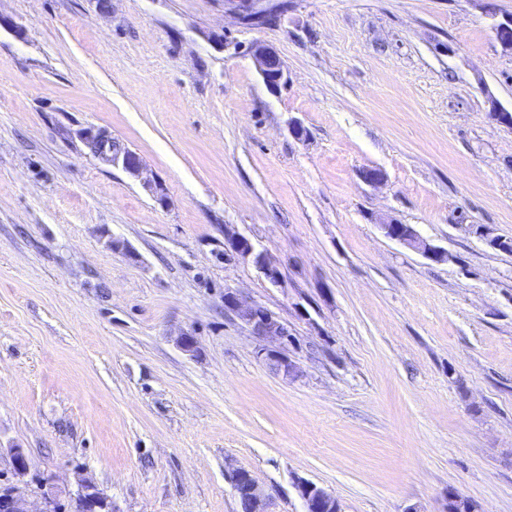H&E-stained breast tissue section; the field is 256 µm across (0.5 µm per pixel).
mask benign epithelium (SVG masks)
Returning <instances> with one entry per match:
<instances>
[{
	"label": "benign epithelium",
	"instance_id": "1",
	"mask_svg": "<svg viewBox=\"0 0 512 512\" xmlns=\"http://www.w3.org/2000/svg\"><path fill=\"white\" fill-rule=\"evenodd\" d=\"M486 13L492 20L493 31H512V16L499 18L496 7L490 2L487 3ZM252 52L258 72L270 89L276 90L287 82L283 62L274 50L257 43L252 47ZM66 133L78 139L87 149L88 155L94 159L120 168L135 179L141 177L142 161L138 154L113 138L107 130L95 126H83L77 129L68 128ZM380 229L385 237L420 253L428 260L442 262L448 259L447 252L430 244L414 229L403 233L398 230V224L394 221L380 225ZM222 247L224 259L232 258L250 264L270 286H282L279 267L247 236L226 228ZM224 311L233 314L258 338L279 342L280 349L265 348L261 352L265 365L271 373L285 379L297 376L296 364L281 351V348L288 345L290 336L288 323L280 320L262 305L242 300L230 289L224 292ZM231 480L236 497L241 501L245 512H268V496L265 489L249 471L236 469L232 472ZM294 487L304 502L305 512H341L336 497L318 485L299 479L294 483ZM0 512H30L27 508L26 495L19 486L0 487ZM74 512H112V502L96 486L85 483L74 499Z\"/></svg>",
	"mask_w": 512,
	"mask_h": 512
}]
</instances>
